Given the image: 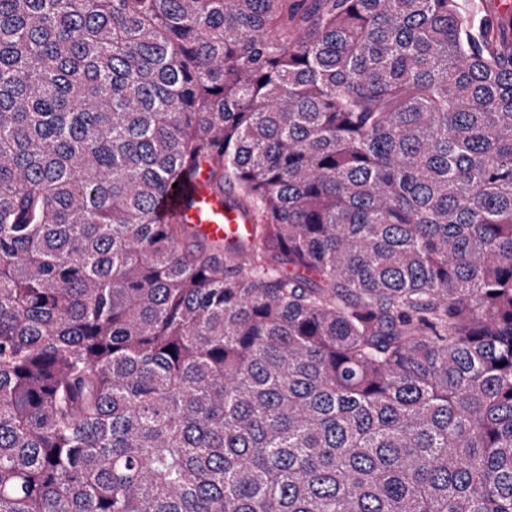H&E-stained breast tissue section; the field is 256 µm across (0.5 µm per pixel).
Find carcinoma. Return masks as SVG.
Segmentation results:
<instances>
[{"label":"carcinoma","mask_w":512,"mask_h":512,"mask_svg":"<svg viewBox=\"0 0 512 512\" xmlns=\"http://www.w3.org/2000/svg\"><path fill=\"white\" fill-rule=\"evenodd\" d=\"M0 512H512L486 0H0ZM185 196L191 197V206H184ZM157 217L160 222L192 224L207 237L222 241L244 238L252 224L248 214L229 206L226 198L223 200L212 192L206 167L196 174L188 187L179 186L169 192L158 205Z\"/></svg>","instance_id":"1"}]
</instances>
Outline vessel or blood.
Instances as JSON below:
<instances>
[{"label": "vessel or blood", "mask_w": 512, "mask_h": 512, "mask_svg": "<svg viewBox=\"0 0 512 512\" xmlns=\"http://www.w3.org/2000/svg\"><path fill=\"white\" fill-rule=\"evenodd\" d=\"M157 217L162 222L194 225L207 237L222 241L244 238L251 230L250 216L213 193L204 170L188 187L167 195L158 205Z\"/></svg>", "instance_id": "1"}]
</instances>
